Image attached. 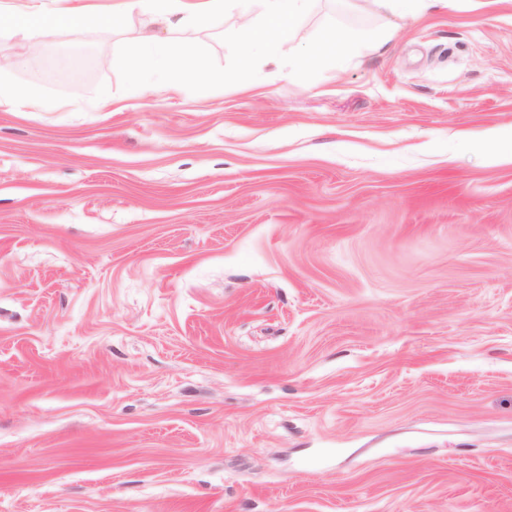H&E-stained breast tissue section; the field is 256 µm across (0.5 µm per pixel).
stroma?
Segmentation results:
<instances>
[{
    "instance_id": "obj_1",
    "label": "stroma",
    "mask_w": 512,
    "mask_h": 512,
    "mask_svg": "<svg viewBox=\"0 0 512 512\" xmlns=\"http://www.w3.org/2000/svg\"><path fill=\"white\" fill-rule=\"evenodd\" d=\"M143 21L0 38V512H512V0H312L360 52L285 79L232 14L175 94ZM23 61V55L19 54L15 58L0 64V110L13 112L15 107L22 102L33 112H40L46 108L41 100L31 96L28 91L1 81L3 69L18 66Z\"/></svg>"
}]
</instances>
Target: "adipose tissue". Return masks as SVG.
I'll return each mask as SVG.
<instances>
[{"label":"adipose tissue","instance_id":"ef3b65f1","mask_svg":"<svg viewBox=\"0 0 512 512\" xmlns=\"http://www.w3.org/2000/svg\"><path fill=\"white\" fill-rule=\"evenodd\" d=\"M58 2L50 13L32 4L0 6V36L48 38L63 30L81 31L92 23L114 30L137 13L146 22L129 45L130 81L148 90L154 75L166 73L170 76L167 87L173 92L179 91L180 78L174 73L171 50L186 48L190 29L220 26L226 14L238 12L247 32L241 45L243 57L256 54L275 63L281 47L293 41L309 6V0H113L106 13L98 14L85 0Z\"/></svg>","mask_w":512,"mask_h":512}]
</instances>
